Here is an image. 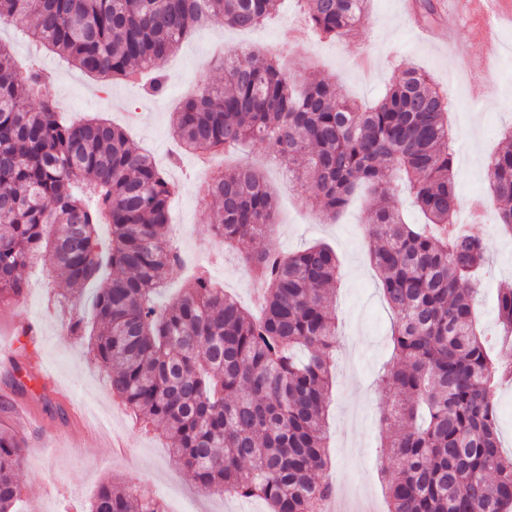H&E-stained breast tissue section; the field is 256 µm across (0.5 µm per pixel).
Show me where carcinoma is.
Listing matches in <instances>:
<instances>
[{
	"mask_svg": "<svg viewBox=\"0 0 512 512\" xmlns=\"http://www.w3.org/2000/svg\"><path fill=\"white\" fill-rule=\"evenodd\" d=\"M306 26L335 38L366 25L369 0H303ZM279 0H0V22L91 75L147 72L203 23L250 29ZM227 86H208L173 113L183 149L217 153L251 140L288 166L335 221L362 193L370 261L394 313L392 357L378 375L391 396L381 417L385 447L398 461L387 479L388 512H512V453L502 448L498 386L512 380L481 337L474 277L487 247L450 231L459 207L449 102L416 68L404 70L364 109L328 79L297 81L271 54L230 50ZM47 74L32 62L18 73L0 43V304L25 292L20 270L41 259L63 275L59 307L99 284L95 326L65 320L90 338L112 393L145 424L160 425L171 453L203 492L265 501L270 512H320L332 487L325 413L337 350L334 251L318 244L280 257L272 249L242 262L261 286V312L243 307L202 269L170 303L155 297L180 259L167 237L174 186L124 131L101 120L67 122L41 96ZM37 99L39 104L31 106ZM489 196L501 229L512 230V147L487 162ZM404 185L426 223L408 224ZM222 220L213 236L234 247L275 229V199L263 177L238 164L207 182ZM112 228L111 237L99 233ZM501 330L512 334V288L497 295ZM25 455L19 435L0 430V512H16ZM91 512H165L142 489L108 481Z\"/></svg>",
	"mask_w": 512,
	"mask_h": 512,
	"instance_id": "obj_1",
	"label": "carcinoma"
}]
</instances>
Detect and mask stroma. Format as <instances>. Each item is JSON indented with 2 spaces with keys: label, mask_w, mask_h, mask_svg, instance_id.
<instances>
[{
  "label": "stroma",
  "mask_w": 512,
  "mask_h": 512,
  "mask_svg": "<svg viewBox=\"0 0 512 512\" xmlns=\"http://www.w3.org/2000/svg\"><path fill=\"white\" fill-rule=\"evenodd\" d=\"M402 2L370 0L367 26L331 39L306 30L299 0H281L277 16L252 30L227 29L218 22L203 24L169 58L167 87L160 95L150 94L138 79L86 75L57 55L37 49L15 27H0V41L11 45L18 63L34 58L50 73L44 93L59 103L67 119L100 116L123 126L140 151L180 178L182 185L170 201L168 234L176 236L180 224H187L189 243L201 259L220 252V259L210 262V276L242 305L254 306L255 300L240 251L273 248L289 255L317 243L333 248L341 278L336 289L338 350L327 413L332 461L328 473L341 492L367 489L380 512L387 508L381 478L393 474L397 463L382 446L379 423L390 401L376 380L391 354V312L369 260L368 218L374 201L354 199L336 222L326 221L320 205L305 195L283 166L273 162L267 149L250 143L238 154L220 156L218 162L224 166L240 156L264 174L275 196L277 224L266 239L243 243L238 249L224 247L207 232L210 224L219 221V209L205 201V183L191 156L181 153L173 139L171 117L194 88L223 82L224 72L216 58L224 48L279 55L292 77L332 79L339 91L361 104L374 102L401 70L419 67L448 96L455 135L454 179L461 201L487 196L485 165L504 146L503 130L512 127V107L501 101L512 90V56L488 66L485 77L494 84L492 92L472 97L469 61L479 55L480 45L468 27L459 25L452 34L441 30L433 41H421L406 22ZM458 220L489 244V263L476 300L478 326L493 338L497 292L512 285V233L495 231L491 211L475 221L463 209ZM24 277L26 293L20 302L0 306V347L15 345L18 362L47 369L55 388L26 392V401L38 415L37 421L28 422L5 398L10 376L0 370V428L15 431L26 441L20 512H28L33 499L41 512H89L99 485L107 479L147 488L167 502L172 491H179L193 500L194 512H228L232 506L238 512H262L260 501L234 500L221 490L199 491L190 473L169 453L160 430L137 422L113 396L106 373L89 353L87 339L67 334L62 315L50 300L52 290L64 288L59 271L37 261L27 267ZM28 320L37 324L32 339L19 333ZM90 397L97 399L100 411L110 419L113 435L123 438L124 453L113 452L111 438L90 437L86 418L59 416V409L68 411Z\"/></svg>",
  "instance_id": "35a3bbf8"
}]
</instances>
